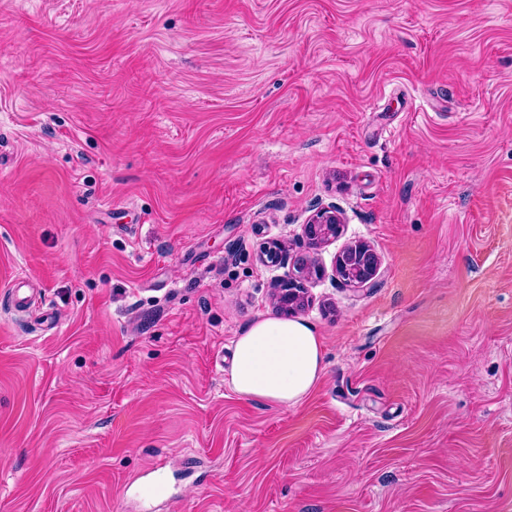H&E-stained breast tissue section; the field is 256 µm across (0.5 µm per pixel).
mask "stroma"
<instances>
[{
	"mask_svg": "<svg viewBox=\"0 0 512 512\" xmlns=\"http://www.w3.org/2000/svg\"><path fill=\"white\" fill-rule=\"evenodd\" d=\"M272 241L292 407L229 384ZM0 512H512V0H0ZM343 223V214L335 205L320 207L302 225L301 237L310 247L315 248L335 239L340 234ZM357 252L363 253L365 258V263L360 271L355 272L354 274H350L344 268L343 263V255L341 258L336 261V274L341 278L344 284L355 287V288H365L367 287L373 280L376 275L378 269V257L377 255L369 249L367 246H355L354 248H350L347 252ZM320 272V267L313 260H295L284 284L273 295L277 308L287 316L300 310L304 305L302 289L305 288V282Z\"/></svg>",
	"mask_w": 512,
	"mask_h": 512,
	"instance_id": "obj_1",
	"label": "stroma"
}]
</instances>
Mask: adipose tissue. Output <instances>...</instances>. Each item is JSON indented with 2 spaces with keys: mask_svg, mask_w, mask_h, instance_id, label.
Returning a JSON list of instances; mask_svg holds the SVG:
<instances>
[{
  "mask_svg": "<svg viewBox=\"0 0 512 512\" xmlns=\"http://www.w3.org/2000/svg\"><path fill=\"white\" fill-rule=\"evenodd\" d=\"M325 371V343L307 320L262 316L234 342L229 383L238 395L279 406L300 403Z\"/></svg>",
  "mask_w": 512,
  "mask_h": 512,
  "instance_id": "adipose-tissue-1",
  "label": "adipose tissue"
}]
</instances>
